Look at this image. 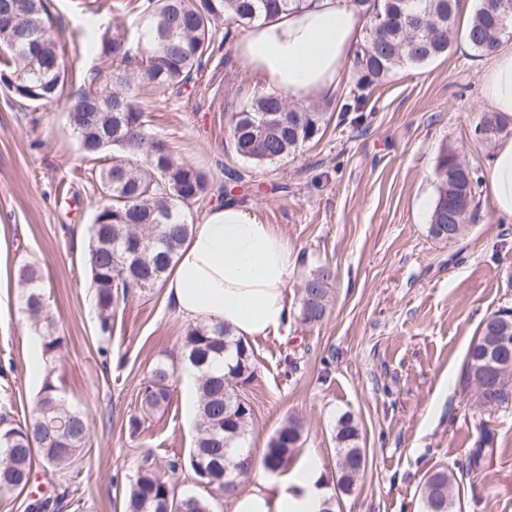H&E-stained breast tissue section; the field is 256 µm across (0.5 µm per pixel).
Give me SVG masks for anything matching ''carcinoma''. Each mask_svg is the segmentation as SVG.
<instances>
[{
  "mask_svg": "<svg viewBox=\"0 0 512 512\" xmlns=\"http://www.w3.org/2000/svg\"><path fill=\"white\" fill-rule=\"evenodd\" d=\"M314 0H145L129 13L132 28H90V41L99 56L111 63L110 75L83 82L68 110L69 125L81 152L99 164L96 181L103 202L88 227L84 263L91 293L98 310L99 329L112 332V311L137 291L160 288L170 275L179 250L190 235L186 208L204 201L213 190L205 170L178 159L166 143L151 137L146 129L141 90L151 87L158 94L180 89L194 81L211 57L221 26L253 27L263 19L312 5ZM368 12L373 24L353 65L356 90L346 111L364 121L367 97L364 91L397 69L423 65L448 55L453 43L458 0H349ZM15 7L18 21L0 25V85L15 97L32 103L55 100L65 81L61 68L62 41L49 23L46 0H0V10ZM512 31V11L500 17L490 0H480L466 29L471 48L490 54L501 38ZM36 40L34 59L18 57L9 45L26 35ZM325 125V113L316 108L291 106L274 92L260 91L230 116V137L237 156L256 165L280 160L304 143L314 140ZM478 125L493 131L495 141L505 122L493 111L482 112ZM437 199L431 212L429 233L448 241V223L462 224L473 199V172L457 163V153L443 147L437 160ZM24 285V306L40 330L46 354L57 351L62 339L53 335V322L34 264L16 272ZM334 272L326 264L304 276L306 295L300 296V316L306 324L321 322L330 304ZM512 340V317L501 321L491 315L471 344L466 373L483 370L487 348L503 337ZM179 361L197 376L198 409L196 438L188 462L167 463L170 471L184 470L190 482L208 489L203 498L181 492L177 484L144 462L129 479L123 493L124 512H214V502L224 496V484L238 488L240 455L248 451L246 433L252 408L245 387L255 377L251 346L231 337L224 324L196 323L185 330ZM174 362L158 361L140 390L141 413L129 419L130 433L170 401L176 378ZM303 427L288 420L271 438L263 464L281 469L298 447ZM359 429L349 415L338 419L336 444L339 452L337 486L353 487L365 468V455L358 444ZM90 439L82 409L59 392L52 375L45 376L31 416L21 425L0 427V491L23 490L37 465L61 471L80 455ZM483 447L473 450L468 469L481 466L494 452L489 431ZM422 498L425 512H452L453 485L448 472L439 469L425 481ZM59 497L39 498L30 512H56Z\"/></svg>",
  "mask_w": 512,
  "mask_h": 512,
  "instance_id": "1",
  "label": "carcinoma"
}]
</instances>
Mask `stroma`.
I'll return each mask as SVG.
<instances>
[{
  "mask_svg": "<svg viewBox=\"0 0 512 512\" xmlns=\"http://www.w3.org/2000/svg\"><path fill=\"white\" fill-rule=\"evenodd\" d=\"M126 4L48 0L64 44L59 97L41 105L0 88V410L22 422L50 371L84 411L91 439L74 464L32 474V485L49 491L67 486L62 512H122L123 491L143 459L186 458L195 434L197 400L179 386L138 433L128 428L140 412L144 377L176 352L186 321L164 289L137 292L114 311L112 335L103 339L83 264L101 194L69 127L67 103L83 80L110 73L84 37L87 22L113 25ZM242 36L232 30L184 93L146 91L141 101L149 132L177 157L217 183L228 168L245 175L247 205L286 238L295 259L287 327L250 342L257 375L247 387L246 443L254 458L296 418L303 437L288 464L319 456L335 512H423L424 482L437 469L460 489L454 512H512V408L483 410L461 384L483 320L512 308V223L488 207L491 149L474 137L487 108L480 81L488 57L456 38L447 56L379 81L358 125L341 110L355 87L347 81L312 142L255 165L236 157L229 136L232 112L257 90L236 52ZM445 146L477 177L476 220L453 244L428 231ZM25 262L44 277L63 339L42 356L38 373L31 369L36 329L16 279ZM323 263L335 275L329 312L306 324L300 288ZM346 413L358 424L366 465L344 493L336 486V427ZM485 428L494 455L468 470Z\"/></svg>",
  "mask_w": 512,
  "mask_h": 512,
  "instance_id": "1",
  "label": "stroma"
}]
</instances>
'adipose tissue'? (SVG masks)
I'll return each mask as SVG.
<instances>
[{"label":"adipose tissue","mask_w":512,"mask_h":512,"mask_svg":"<svg viewBox=\"0 0 512 512\" xmlns=\"http://www.w3.org/2000/svg\"><path fill=\"white\" fill-rule=\"evenodd\" d=\"M366 16L347 0H314L252 28L237 44L262 90L289 99L329 98L350 75ZM481 97L512 122V45H499L481 77ZM489 206L512 219V135L500 136L487 161ZM293 262L287 240L251 208L228 201L193 226L164 283L185 321L221 322L252 339L287 325ZM316 455L282 478L257 470L248 491L227 493L230 512H323L327 490Z\"/></svg>","instance_id":"obj_1"}]
</instances>
